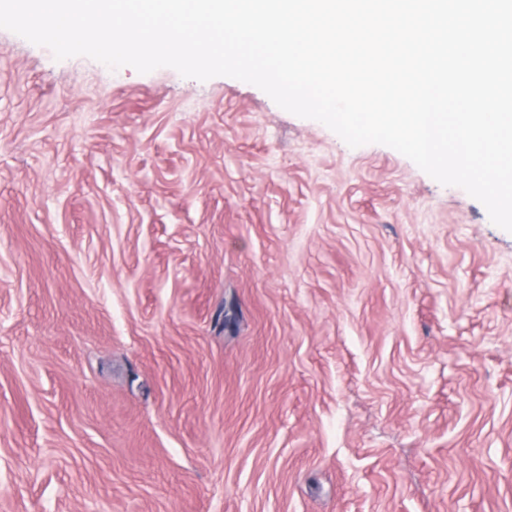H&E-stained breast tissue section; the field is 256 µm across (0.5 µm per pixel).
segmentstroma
<instances>
[{"label": "stroma", "instance_id": "obj_1", "mask_svg": "<svg viewBox=\"0 0 512 512\" xmlns=\"http://www.w3.org/2000/svg\"><path fill=\"white\" fill-rule=\"evenodd\" d=\"M0 512H512V233L252 84L0 29Z\"/></svg>", "mask_w": 512, "mask_h": 512}]
</instances>
